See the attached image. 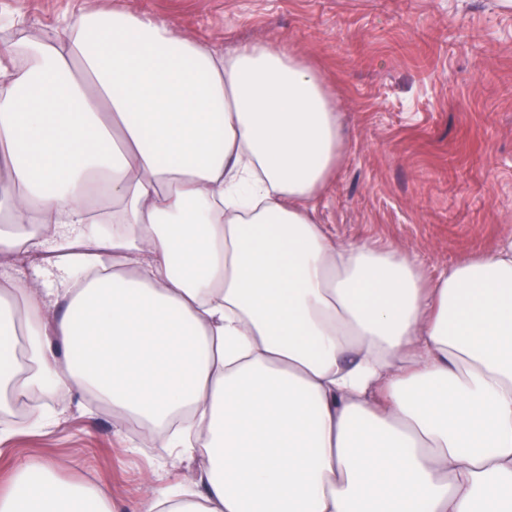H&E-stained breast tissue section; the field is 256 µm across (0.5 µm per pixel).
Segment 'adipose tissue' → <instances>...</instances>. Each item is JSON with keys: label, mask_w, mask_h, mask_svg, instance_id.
<instances>
[{"label": "adipose tissue", "mask_w": 512, "mask_h": 512, "mask_svg": "<svg viewBox=\"0 0 512 512\" xmlns=\"http://www.w3.org/2000/svg\"><path fill=\"white\" fill-rule=\"evenodd\" d=\"M345 150L275 41L88 11L0 57V255L67 251L0 281V411L89 392L200 461L131 512H512V239L432 277L329 235ZM51 472L0 512H121Z\"/></svg>", "instance_id": "1"}]
</instances>
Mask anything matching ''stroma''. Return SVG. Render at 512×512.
Segmentation results:
<instances>
[{
    "label": "stroma",
    "mask_w": 512,
    "mask_h": 512,
    "mask_svg": "<svg viewBox=\"0 0 512 512\" xmlns=\"http://www.w3.org/2000/svg\"><path fill=\"white\" fill-rule=\"evenodd\" d=\"M150 12L220 47L281 40L339 97L349 146L318 221L415 255L428 274L512 236V10L498 0H0V51L21 55L86 11ZM115 434L89 399L0 437V486L46 460L62 485L111 488L125 512L194 481L196 462Z\"/></svg>",
    "instance_id": "obj_1"
}]
</instances>
